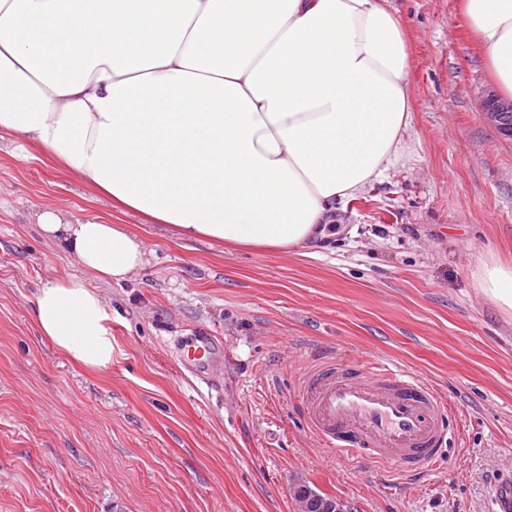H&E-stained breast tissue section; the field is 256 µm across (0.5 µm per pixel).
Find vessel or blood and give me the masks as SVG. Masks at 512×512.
Instances as JSON below:
<instances>
[{
	"label": "vessel or blood",
	"mask_w": 512,
	"mask_h": 512,
	"mask_svg": "<svg viewBox=\"0 0 512 512\" xmlns=\"http://www.w3.org/2000/svg\"><path fill=\"white\" fill-rule=\"evenodd\" d=\"M222 355L198 329L180 341L179 364L197 377ZM309 433L321 447L393 465L405 476L426 472L448 441L447 399L425 379L375 359L356 363L327 351L297 380Z\"/></svg>",
	"instance_id": "obj_1"
}]
</instances>
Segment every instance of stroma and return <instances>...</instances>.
I'll list each match as a JSON object with an SVG mask.
<instances>
[{
  "label": "stroma",
  "mask_w": 512,
  "mask_h": 512,
  "mask_svg": "<svg viewBox=\"0 0 512 512\" xmlns=\"http://www.w3.org/2000/svg\"><path fill=\"white\" fill-rule=\"evenodd\" d=\"M409 33L408 150L336 213L315 256L208 240L120 213L45 152L0 148V512H300L306 483L346 512H491L512 476V315L473 283L512 263V137L457 0H391ZM64 203L125 225L148 250L122 283L97 282L112 364L89 371L39 335L31 302L80 274L32 220ZM219 336L208 382L174 341ZM326 350L416 371L448 400L445 454L421 475L322 448L295 394Z\"/></svg>",
  "instance_id": "1"
}]
</instances>
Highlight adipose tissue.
<instances>
[{
    "instance_id": "obj_1",
    "label": "adipose tissue",
    "mask_w": 512,
    "mask_h": 512,
    "mask_svg": "<svg viewBox=\"0 0 512 512\" xmlns=\"http://www.w3.org/2000/svg\"><path fill=\"white\" fill-rule=\"evenodd\" d=\"M489 81L512 100V0H461ZM406 28L387 0H0V134L183 239L297 252L387 178L412 125ZM44 238L99 280L147 263L122 225L61 205ZM480 292L512 313V265ZM32 319L74 363H112L111 317L72 275Z\"/></svg>"
}]
</instances>
